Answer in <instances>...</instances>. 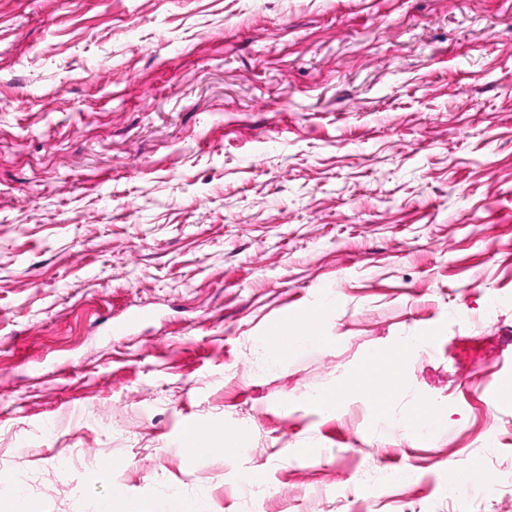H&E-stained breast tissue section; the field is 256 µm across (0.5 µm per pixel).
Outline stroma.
Returning <instances> with one entry per match:
<instances>
[{
  "label": "stroma",
  "mask_w": 512,
  "mask_h": 512,
  "mask_svg": "<svg viewBox=\"0 0 512 512\" xmlns=\"http://www.w3.org/2000/svg\"><path fill=\"white\" fill-rule=\"evenodd\" d=\"M413 335L392 409L438 434L315 402ZM509 383L512 0H0V473L40 512H512ZM325 305H322L318 308L319 317L315 314L313 309L305 308L300 310H295L290 314L286 313L283 318L278 323L277 327H281L282 336L280 339H287L288 332L293 330L295 325H301L306 329L316 328L319 322V318L322 317V310ZM292 339L288 341L287 344L281 347H272L267 342V339H264L265 346L273 358H280L287 354L288 352L299 348L300 346L310 342L311 340H323L324 336H321L317 330H304L300 329L291 334ZM209 434V440H199L196 448H193L195 451L200 452L204 448H213L211 451L216 453H222L224 454L225 448L227 453L224 455H232L236 452L235 449H233L235 446H233L231 443L227 441L228 435H235L234 433H225L224 430H210L208 432ZM137 502H130V500H127L123 497V495L120 492L113 491L112 497L106 499L103 502V510L105 512H130V508L134 507L136 505V509L140 512H159V511H165L162 510L163 506L155 501L150 500H136Z\"/></svg>",
  "instance_id": "stroma-1"
}]
</instances>
